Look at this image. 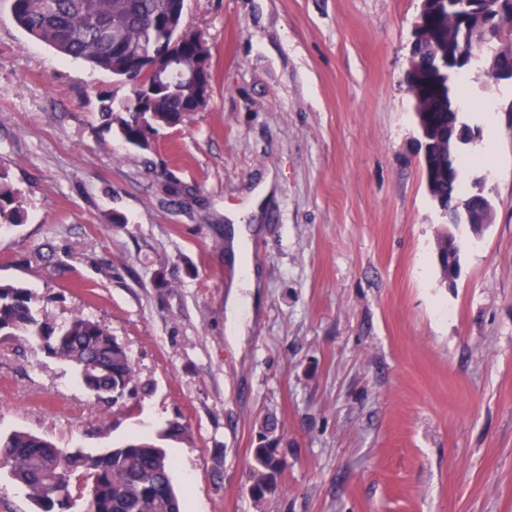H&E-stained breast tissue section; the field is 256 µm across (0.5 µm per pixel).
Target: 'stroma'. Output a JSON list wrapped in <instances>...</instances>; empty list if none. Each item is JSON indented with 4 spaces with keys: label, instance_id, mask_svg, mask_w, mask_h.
<instances>
[{
    "label": "stroma",
    "instance_id": "obj_1",
    "mask_svg": "<svg viewBox=\"0 0 512 512\" xmlns=\"http://www.w3.org/2000/svg\"><path fill=\"white\" fill-rule=\"evenodd\" d=\"M419 6L187 0L209 97L144 151L99 112L128 88L0 0V171L25 210L0 227V281L57 323L103 322L149 386L105 416L68 364H29L2 337L0 432L91 454L146 434L188 512H512V86L471 95L494 219L457 228L443 280L405 83ZM266 181L240 336L226 212ZM268 412L282 491L257 503Z\"/></svg>",
    "mask_w": 512,
    "mask_h": 512
}]
</instances>
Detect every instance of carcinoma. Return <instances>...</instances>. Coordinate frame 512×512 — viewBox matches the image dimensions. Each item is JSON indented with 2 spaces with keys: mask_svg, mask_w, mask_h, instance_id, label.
<instances>
[{
  "mask_svg": "<svg viewBox=\"0 0 512 512\" xmlns=\"http://www.w3.org/2000/svg\"><path fill=\"white\" fill-rule=\"evenodd\" d=\"M500 1L504 8L498 20L512 27V0H477L465 14L439 0V7L426 17L437 41L418 46L410 59L416 75L410 91L418 95L413 104L416 122L440 126L447 119L450 101L464 104L471 74L477 75V82H485L478 63L450 70L440 81L435 66L439 56L479 53L488 66L500 56L512 58V40L488 49L465 34L466 18L476 20ZM184 6L185 0H12V13L36 41L125 84L138 83L120 102L102 105L101 112L128 144L148 150L150 132L179 126L185 114L197 108L199 88L192 74L199 71L203 82L210 83V46L202 33L182 32ZM137 50L176 58V65L154 90L150 86L155 78L130 63L129 53ZM447 158L448 139L440 137L433 159L423 169L432 201L452 206L472 190L465 187L460 169L448 171ZM23 220V193L0 172V226ZM0 336H19L31 354L72 365L80 385L106 414L145 392L127 348L105 325L79 313L59 325L21 285L0 283ZM279 430L276 415L266 414L250 459L252 483L267 486L271 495L281 491L276 457ZM171 468L166 450L140 435L88 455L30 432L0 434V470L26 491L39 512H186L172 483Z\"/></svg>",
  "mask_w": 512,
  "mask_h": 512,
  "instance_id": "cac0c4a2",
  "label": "carcinoma"
}]
</instances>
